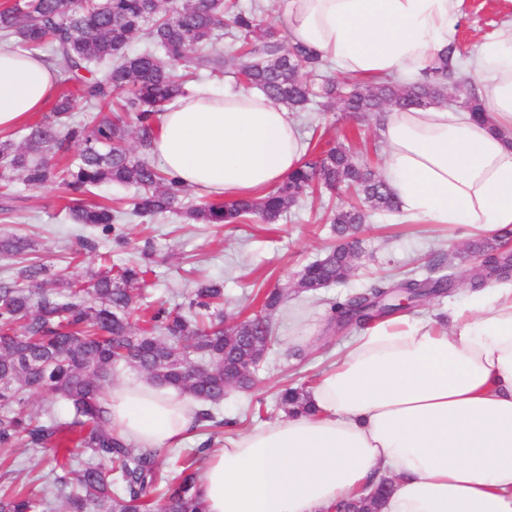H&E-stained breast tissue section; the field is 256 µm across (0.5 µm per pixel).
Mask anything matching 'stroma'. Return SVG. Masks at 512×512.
I'll list each match as a JSON object with an SVG mask.
<instances>
[{
  "label": "stroma",
  "mask_w": 512,
  "mask_h": 512,
  "mask_svg": "<svg viewBox=\"0 0 512 512\" xmlns=\"http://www.w3.org/2000/svg\"><path fill=\"white\" fill-rule=\"evenodd\" d=\"M463 11L458 41L468 54L512 20V7H504L503 0H465ZM297 120L304 139L322 146L348 141L357 157L382 170L386 151L375 117L352 116L336 107L302 113ZM65 204V194L58 187L15 185L11 197L0 194V208L10 210L9 218L0 217V238L12 234L31 238L40 260L51 265L54 273L80 282L98 270L97 255L104 251L112 255L113 274L139 264L146 272L141 301L145 307L184 303L198 281L220 279L224 282V315L232 322L259 310L265 293L288 291L287 303L272 316L280 343L265 355L255 388L229 390L214 420L183 444L185 454L195 452L206 440H222L226 427L247 431L282 419L273 402L280 386L307 388L358 333L352 326L340 331L331 327L329 306L336 298L406 272L426 277L429 260L444 253L454 272L448 296L403 310L412 319L441 313L448 305L464 301L471 287L470 270L477 264L470 249L475 236L466 227L413 224L399 214L378 215L364 225L359 235L361 259L343 282L314 292H296L292 286L303 268L335 243L327 222L328 201L306 198L274 224L255 218L218 227L172 213L135 218L120 225L124 235L120 244L94 225L71 223ZM17 469L31 479L43 475L47 466L32 449L0 448V487L13 480Z\"/></svg>",
  "instance_id": "stroma-1"
}]
</instances>
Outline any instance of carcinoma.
I'll list each match as a JSON object with an SVG mask.
<instances>
[{
	"mask_svg": "<svg viewBox=\"0 0 512 512\" xmlns=\"http://www.w3.org/2000/svg\"><path fill=\"white\" fill-rule=\"evenodd\" d=\"M0 31L27 51L46 47L56 62L60 82L69 86L52 112L27 126L19 144L0 142V182L27 187L58 183L72 195L68 218L115 231L126 216H154L180 209L186 188L161 166L133 155L134 137L147 149L156 133L158 116L187 92L195 69L216 79L233 71L239 85L259 90L287 106L306 112L313 100L340 105L350 115L375 117L393 108L424 107L448 97H464L467 111L482 116L486 107L461 71L457 46L438 54L422 78L403 84L385 78L372 83L345 79V85L321 75L323 61L312 50L283 41L258 18L256 7L239 0H15L0 11ZM140 33L149 44L136 53L130 42ZM228 34L236 52L224 56L215 41ZM109 72L101 79L97 68ZM92 108L88 121L75 119L76 101ZM78 151L63 167L49 157ZM133 186L130 208L84 203V196L102 184ZM350 191L355 201L331 217L341 243L305 268V289L343 281L350 262L343 242L355 237L374 214L390 215L398 204L386 183L358 161L350 148L336 143L309 152L300 166L262 199L206 203L185 214L203 224H244L254 216L278 221L307 194ZM507 230L494 239L471 245L490 263ZM34 243L23 236L0 239V255H27ZM85 283L51 272L36 261L0 280V447L22 440L37 451L51 448L55 469L47 488L64 500V512H202L194 488L203 446L182 460L180 477L170 481L162 470L168 448L139 449L112 430L99 397L117 372L132 368L145 379L174 387L206 405L201 418L211 421L224 405V376L248 362L244 344L224 337V282L197 284L186 303L159 308L144 323L133 318L136 291L143 280L139 266L112 276L107 255ZM448 275L418 279L407 275L393 285L376 281L365 291L330 307L332 318L365 327L395 316L402 299L448 293ZM279 290L266 294L261 309L243 321L238 336L269 350L278 344L271 315L285 302ZM43 393L49 401L33 412L31 397ZM62 404L72 421L59 420ZM277 406L291 414L307 409L304 393L285 386ZM381 480L368 503L351 499L343 512H378L387 492ZM45 497L32 490L0 493V512H44Z\"/></svg>",
	"mask_w": 512,
	"mask_h": 512,
	"instance_id": "carcinoma-1",
	"label": "carcinoma"
}]
</instances>
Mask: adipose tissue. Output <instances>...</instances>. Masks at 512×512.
Listing matches in <instances>:
<instances>
[{
	"mask_svg": "<svg viewBox=\"0 0 512 512\" xmlns=\"http://www.w3.org/2000/svg\"><path fill=\"white\" fill-rule=\"evenodd\" d=\"M273 22L362 79L417 80L458 33L464 0H274ZM466 66L483 120L442 106L381 113V172L404 217L496 235L512 228V24ZM44 54L0 47V133L55 101ZM151 154L200 195L257 198L301 163L288 108L258 91L196 88L159 117ZM309 413L224 433L196 482L203 512H330L388 472L382 512H512V282L470 294L445 321L361 330L306 391ZM112 427L139 448H176L197 402L146 380L109 391Z\"/></svg>",
	"mask_w": 512,
	"mask_h": 512,
	"instance_id": "adipose-tissue-1",
	"label": "adipose tissue"
}]
</instances>
